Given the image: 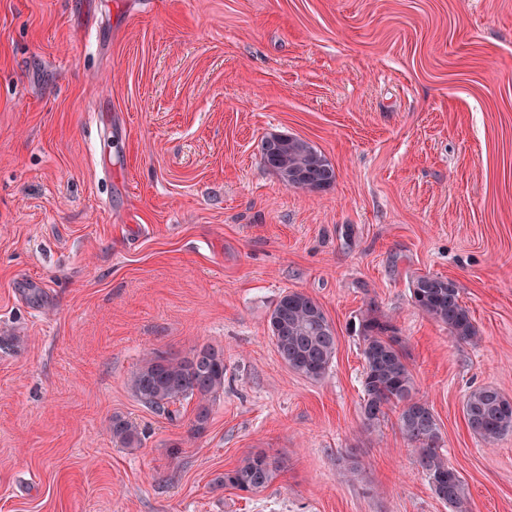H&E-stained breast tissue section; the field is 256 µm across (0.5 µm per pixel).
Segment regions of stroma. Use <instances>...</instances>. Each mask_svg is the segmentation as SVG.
I'll list each match as a JSON object with an SVG mask.
<instances>
[{
    "label": "stroma",
    "instance_id": "35a3bbf8",
    "mask_svg": "<svg viewBox=\"0 0 512 512\" xmlns=\"http://www.w3.org/2000/svg\"><path fill=\"white\" fill-rule=\"evenodd\" d=\"M272 133L316 145L333 187H285ZM426 274L478 343L414 306ZM289 290L336 330L317 381L268 331ZM372 304L466 512H512V433L485 445L463 411L481 386L512 398V0H0V512H455L399 408L365 425ZM206 345L224 391L198 435L193 403L168 420L130 377ZM258 453L267 488L217 484ZM98 112L95 123L98 136V145L100 158L102 160L103 171L106 182L112 181V154L108 150L109 143L112 141V123L109 121L108 116L100 112L99 104L97 103L93 109ZM112 440L124 448H138L142 443L141 432L138 427L125 419L114 417L110 427Z\"/></svg>",
    "mask_w": 512,
    "mask_h": 512
}]
</instances>
